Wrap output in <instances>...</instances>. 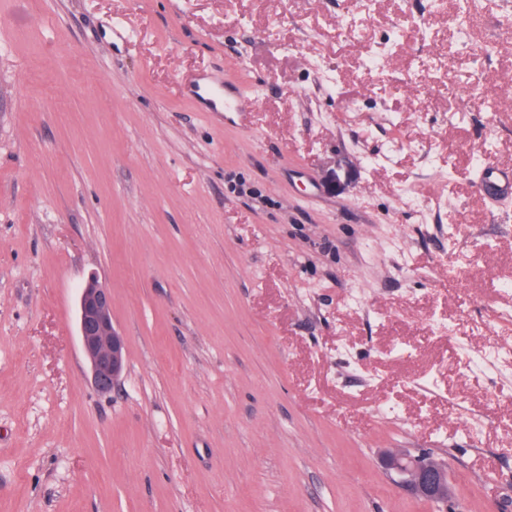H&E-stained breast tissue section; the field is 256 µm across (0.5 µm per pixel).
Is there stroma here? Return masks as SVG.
Here are the masks:
<instances>
[{"label":"stroma","mask_w":512,"mask_h":512,"mask_svg":"<svg viewBox=\"0 0 512 512\" xmlns=\"http://www.w3.org/2000/svg\"><path fill=\"white\" fill-rule=\"evenodd\" d=\"M402 15L432 38L405 28L366 74ZM462 26L496 50L458 113L435 72L472 76ZM489 138L512 168L489 9L0 0V512H445L383 468L399 448L446 467L458 512H512V375L457 368L512 343V196L486 204L471 162ZM92 278L128 346L108 394L76 325ZM402 31L403 29L400 26H394L379 43L378 49L367 53L363 57L362 66L366 72L372 73L386 67L392 55V49L395 48L400 41Z\"/></svg>","instance_id":"obj_1"}]
</instances>
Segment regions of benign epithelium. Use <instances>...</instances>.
<instances>
[{
  "label": "benign epithelium",
  "instance_id": "benign-epithelium-1",
  "mask_svg": "<svg viewBox=\"0 0 512 512\" xmlns=\"http://www.w3.org/2000/svg\"><path fill=\"white\" fill-rule=\"evenodd\" d=\"M77 331L89 365L91 382L101 393H110L124 372L127 357L125 337L112 323L110 289L97 281L81 289L77 305ZM384 468L397 476V483L408 493L429 500L449 499L447 470L432 456L419 451L386 450Z\"/></svg>",
  "mask_w": 512,
  "mask_h": 512
}]
</instances>
